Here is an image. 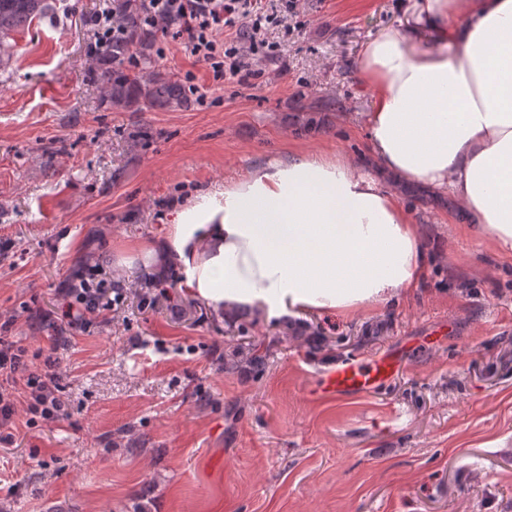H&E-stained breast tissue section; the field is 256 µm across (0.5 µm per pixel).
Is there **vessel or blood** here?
<instances>
[{
  "label": "vessel or blood",
  "mask_w": 512,
  "mask_h": 512,
  "mask_svg": "<svg viewBox=\"0 0 512 512\" xmlns=\"http://www.w3.org/2000/svg\"><path fill=\"white\" fill-rule=\"evenodd\" d=\"M401 366V358L390 354L369 360L338 363L318 379V390L325 395H365L378 390Z\"/></svg>",
  "instance_id": "1"
}]
</instances>
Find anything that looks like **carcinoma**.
I'll list each match as a JSON object with an SVG mask.
<instances>
[{
	"mask_svg": "<svg viewBox=\"0 0 512 512\" xmlns=\"http://www.w3.org/2000/svg\"><path fill=\"white\" fill-rule=\"evenodd\" d=\"M51 0H0V66L12 57L14 35L47 14ZM120 14L124 34L109 44L99 57L92 79L106 86L107 98L116 110L157 112L188 106L184 84L152 65L153 31L145 26L141 0H122ZM139 57L141 71L126 72L123 64Z\"/></svg>",
	"mask_w": 512,
	"mask_h": 512,
	"instance_id": "obj_1",
	"label": "carcinoma"
}]
</instances>
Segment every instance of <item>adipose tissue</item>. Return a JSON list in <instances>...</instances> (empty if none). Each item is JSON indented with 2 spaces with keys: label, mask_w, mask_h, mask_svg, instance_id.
I'll use <instances>...</instances> for the list:
<instances>
[{
  "label": "adipose tissue",
  "mask_w": 512,
  "mask_h": 512,
  "mask_svg": "<svg viewBox=\"0 0 512 512\" xmlns=\"http://www.w3.org/2000/svg\"><path fill=\"white\" fill-rule=\"evenodd\" d=\"M417 28L364 44L366 131L382 171L450 189L470 231L512 249V0H414ZM148 264L178 265L192 294L233 315L347 314L410 293L424 270L416 224L346 161L299 154L176 206Z\"/></svg>",
  "instance_id": "obj_1"
}]
</instances>
